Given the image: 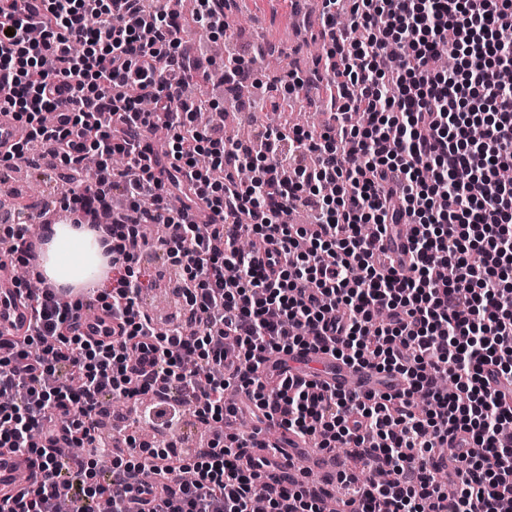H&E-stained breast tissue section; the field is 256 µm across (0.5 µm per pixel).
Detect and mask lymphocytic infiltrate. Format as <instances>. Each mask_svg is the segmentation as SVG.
<instances>
[{"label":"lymphocytic infiltrate","mask_w":512,"mask_h":512,"mask_svg":"<svg viewBox=\"0 0 512 512\" xmlns=\"http://www.w3.org/2000/svg\"><path fill=\"white\" fill-rule=\"evenodd\" d=\"M143 2L0 0V112L64 167L97 157L60 207L111 237L118 274L76 298L17 289L30 323L0 332V452L28 454L40 476L0 512H60L62 485L69 512H322L305 482L262 480L255 431L225 432L178 469L171 446L135 443L106 480L85 479L105 450L104 395L135 403L161 384L191 392L205 422L247 413L319 450L345 446L353 512H512V89L499 81L512 0H350L363 38L347 45L343 0H323L332 37L314 79L333 123L265 129L256 149L195 129L181 20ZM116 196L124 207L99 224ZM145 224L166 227L194 335L157 334L139 304ZM49 230L1 226L0 258L28 267ZM90 303L110 339L76 328ZM309 347L404 384L349 395L289 374L285 356ZM272 355L277 370L261 372ZM76 444L86 456L69 457Z\"/></svg>","instance_id":"obj_1"}]
</instances>
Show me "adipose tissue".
<instances>
[{"label":"adipose tissue","instance_id":"adipose-tissue-1","mask_svg":"<svg viewBox=\"0 0 512 512\" xmlns=\"http://www.w3.org/2000/svg\"><path fill=\"white\" fill-rule=\"evenodd\" d=\"M111 258L101 233L88 227L57 224L43 255L41 273L60 287L80 292L96 286Z\"/></svg>","mask_w":512,"mask_h":512}]
</instances>
